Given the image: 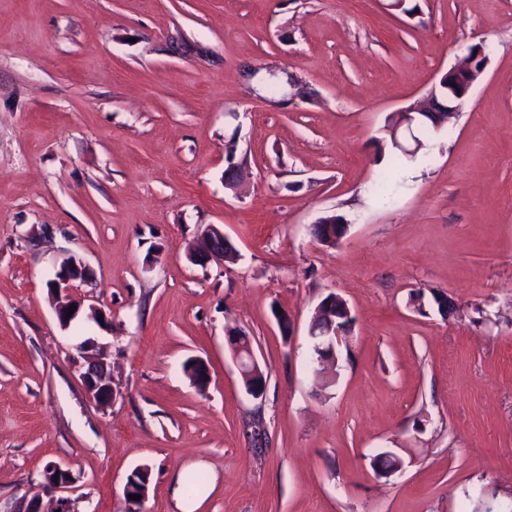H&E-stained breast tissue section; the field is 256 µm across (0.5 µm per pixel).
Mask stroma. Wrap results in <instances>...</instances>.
I'll list each match as a JSON object with an SVG mask.
<instances>
[{
	"instance_id": "stroma-1",
	"label": "stroma",
	"mask_w": 512,
	"mask_h": 512,
	"mask_svg": "<svg viewBox=\"0 0 512 512\" xmlns=\"http://www.w3.org/2000/svg\"><path fill=\"white\" fill-rule=\"evenodd\" d=\"M387 2L0 0V512L52 462L77 478L74 512H126L141 466V512L186 493L195 512L512 502V0H416L411 18ZM475 45L489 63L459 111L389 168L386 119ZM326 215L348 225L333 246L311 234ZM210 224L235 262L189 261ZM72 255L88 276L63 327L48 281ZM332 293L354 322L322 369L309 327ZM87 339L105 406L80 379ZM230 336H236L231 340V345H232L234 356H235L238 366L240 368L241 375L246 382L247 393L256 399L259 397H262L265 381L263 380V375H262V372L260 371L259 364L256 360L251 342L244 343L243 340L238 339V336H240V335H230ZM257 377L262 378V381H263V384L261 387L262 391L260 393L256 389L251 390L250 385L248 384V382L251 379H254ZM255 394H256V396H255ZM83 386L88 398L97 403H106L116 396L112 388V378L107 374L101 361H91L81 374Z\"/></svg>"
}]
</instances>
